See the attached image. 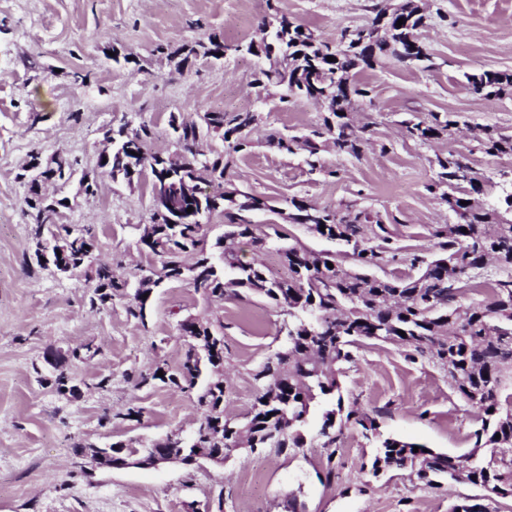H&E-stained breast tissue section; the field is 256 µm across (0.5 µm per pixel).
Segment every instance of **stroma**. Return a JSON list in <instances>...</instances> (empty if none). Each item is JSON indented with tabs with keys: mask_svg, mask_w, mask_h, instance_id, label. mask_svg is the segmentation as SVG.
<instances>
[{
	"mask_svg": "<svg viewBox=\"0 0 512 512\" xmlns=\"http://www.w3.org/2000/svg\"><path fill=\"white\" fill-rule=\"evenodd\" d=\"M377 0H0V512H449L453 502L483 496L454 482L426 486L407 470L373 475L372 443L361 427H343L335 451L322 440L284 453L238 448L223 465H168L96 470L75 456L74 444L137 448L175 429L195 428L201 412L191 392L140 376L176 367L188 345L181 319L206 315L224 323V406L243 417L257 386L254 370L284 346L281 308L264 299L207 303L190 285L155 289L145 321L126 312L127 297L108 309L89 304V284L40 267L34 226L25 215L27 186L20 173L32 152H60L93 169L107 148V132L128 122L149 124L154 151H174L171 116L196 120L210 111L259 116L250 145L235 153L226 180L267 198L252 214L260 230L289 225L292 197L330 210L352 204L380 216L409 252L433 248L431 231L455 220L429 186L438 158L468 154L484 186L478 199L493 205L512 184V156L488 155L483 129L512 135V96L487 99L468 89L467 72L512 70V0H417L426 17L419 39L430 70L386 62L361 70L368 91L349 118L369 124L370 143L354 157L327 150L320 159L338 178L310 171L302 154L270 145L274 132L302 136L323 114L301 97L281 102L282 88L257 94L253 77L264 59L234 52L258 36L264 20L281 13L333 45L342 30L369 24ZM220 34L223 59H190L178 66L174 49L205 34ZM131 53L114 68L108 49ZM86 75L74 83L73 73ZM454 114L458 124L431 144L409 138L403 123ZM65 199L59 221L94 226L99 255L137 288L155 259L140 244L150 221L151 177L126 184L102 178L95 195L77 184L45 187ZM310 249L331 242L289 225ZM89 344L95 354L72 359ZM57 353L80 389L58 394L46 357ZM340 378L345 406L375 418L380 431L456 455L473 448L475 410L456 396L447 375L390 344L354 350ZM139 420L125 419L127 409Z\"/></svg>",
	"mask_w": 512,
	"mask_h": 512,
	"instance_id": "stroma-1",
	"label": "stroma"
}]
</instances>
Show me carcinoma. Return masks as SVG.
Masks as SVG:
<instances>
[{"label": "carcinoma", "mask_w": 512, "mask_h": 512, "mask_svg": "<svg viewBox=\"0 0 512 512\" xmlns=\"http://www.w3.org/2000/svg\"><path fill=\"white\" fill-rule=\"evenodd\" d=\"M405 24L397 25L398 20ZM425 14L418 11L415 0H402L400 13L389 19L391 38L405 35L416 41V31L425 24ZM349 45L335 46L317 41L314 34L282 15L267 21L260 38L234 50H246L263 56L267 66L260 69L253 84L258 87H284L288 94L303 96L319 106L325 115L320 130L303 140L276 135L277 147L289 154L303 150L311 169L329 177L335 169L321 165L319 156L326 144L338 154L358 156L367 141L365 128H355L345 120L357 96L367 90L353 81L352 71L359 65L373 69L383 64L390 50L386 42L374 40L369 54L348 52ZM228 46L217 35L192 45H183L170 53L181 56L184 66L192 56L213 58L225 53ZM332 56L336 61L329 62ZM467 87L486 97L512 93V71L484 70L465 75ZM200 126H170L181 159L180 176L169 183L166 199H184L185 190L201 184H215L214 192L203 198V208L187 212L183 207L174 215L176 223L151 222L152 234L141 238L143 248L156 259L144 270L127 305V313L144 320L153 288L165 281L177 280L187 266L207 263V274L190 282L192 288L210 302L222 303L229 296L238 297L244 290L261 296L283 308L288 316L286 346L259 365L253 374L256 397L245 416L235 420L224 413V380L213 378L217 363L224 362V348L217 354H198L189 348L179 366L171 370L157 367L151 379L178 388L197 389L196 405L202 418L197 435L222 430L228 439L244 427L249 448H264L266 440L278 429L287 430L288 439L276 447L279 452L302 448L306 444L305 427L310 413L321 410L316 437L323 445L336 444V423L353 422L376 444L373 471L410 469L432 488L443 482H466L486 490L493 498L512 500V191L503 199V207L481 208L472 203V195L482 191L483 180L470 167L463 153L438 159V184L448 191L441 194L448 210L457 221L442 224L432 232L435 248L427 254L414 253L409 271L383 277L372 269L397 259L399 248L393 246L389 232L380 220L372 221L362 210L348 205L329 211L308 205L293 197L291 218L295 224L325 223L322 236L351 252L352 263L325 253L317 254L296 237L278 229L259 235L250 214L266 205L264 198L228 190L224 178L230 161L224 152L199 150L198 140L216 136L235 152L248 146L243 129L257 124L253 112H208ZM457 121L439 120L407 123L408 136L423 144L440 138ZM150 127L136 128L122 124L111 137V146L100 156L97 169L81 171L91 178L84 193H95L103 177L119 178L131 183L144 172L157 180L156 154L146 150ZM493 155H512V135L487 128L481 141ZM79 161L62 155L54 175L67 182L78 170ZM25 199L27 215L36 224L38 241L54 237L67 245L63 262L70 275H81L92 284L90 305L98 309L112 307V295L128 287L112 264L98 258L99 241L91 226L75 230L56 222L57 208L42 197L36 184L27 181ZM220 214L231 230L224 233V249L214 256L208 249L198 214ZM256 249L273 245L288 275L277 276L267 266L245 262L240 258L241 244ZM496 263L500 275L478 302H465V296L478 291L480 270L487 262ZM333 267H328L327 263ZM405 335H399V332ZM393 344L432 362L448 373L453 390L461 401L480 414L481 428L475 432L474 448L461 455L424 450L414 444L378 431L373 418L357 409H345L341 394L340 365L353 360L351 348L365 342ZM51 384L63 396H76L71 377L61 365L54 364ZM163 376H157V372Z\"/></svg>", "instance_id": "1"}]
</instances>
